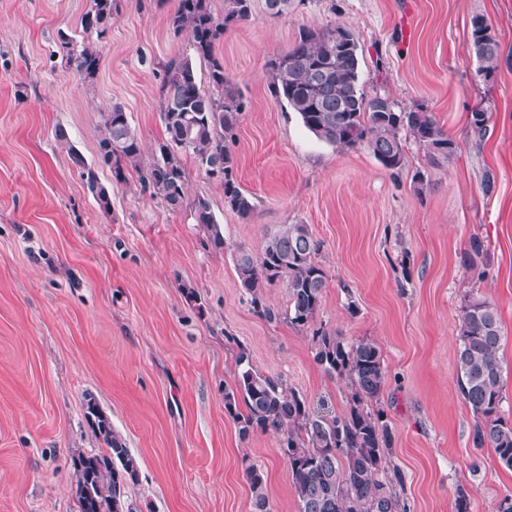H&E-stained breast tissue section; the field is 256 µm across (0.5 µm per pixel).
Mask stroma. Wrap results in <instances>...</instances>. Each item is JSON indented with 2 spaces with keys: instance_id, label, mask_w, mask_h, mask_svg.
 <instances>
[{
  "instance_id": "1",
  "label": "stroma",
  "mask_w": 512,
  "mask_h": 512,
  "mask_svg": "<svg viewBox=\"0 0 512 512\" xmlns=\"http://www.w3.org/2000/svg\"><path fill=\"white\" fill-rule=\"evenodd\" d=\"M176 0H113L104 36L85 30L90 0H0V512H79L72 458L102 448L86 417L95 400L137 460L130 512H255L245 475L258 465L271 512H299L280 437L240 438L224 409L239 349L288 380L314 410L346 412L352 390L313 359L314 330L379 348L386 388L375 407L392 433L394 488L409 512H497L512 470L472 443L475 419L457 381L462 308L492 302L504 332L502 420L512 424V0H295L230 26L216 56L244 110L225 143L254 209L224 205V186L185 157L182 208L144 191L128 170L100 208L72 162L96 165L101 115L121 105L144 159L164 137V66L190 51L168 18ZM484 15L500 50L492 78L475 75L470 19ZM304 27L350 30L366 95L422 106L457 154L431 165L404 136V166L365 147L318 140L271 92L269 63ZM93 44L94 77L66 64ZM488 114L474 135L475 106ZM64 138H57V130ZM206 201L224 235L212 247L194 221ZM309 225L328 280L309 325L284 319V281L266 285L275 322L258 315L237 278L238 249ZM484 240L482 272L461 254ZM194 289L190 301L186 289Z\"/></svg>"
}]
</instances>
